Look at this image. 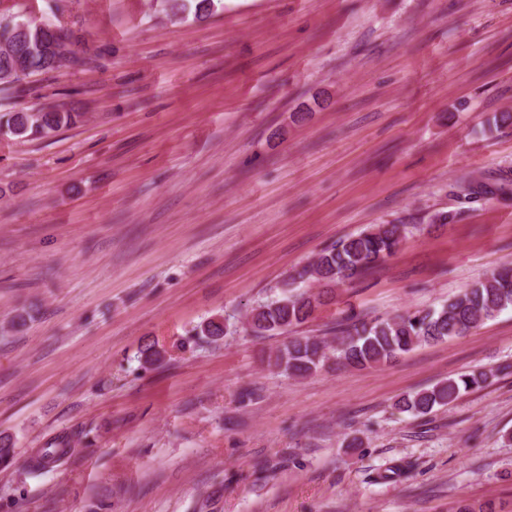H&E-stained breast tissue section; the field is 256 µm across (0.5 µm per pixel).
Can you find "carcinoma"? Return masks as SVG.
Instances as JSON below:
<instances>
[{"label":"carcinoma","mask_w":512,"mask_h":512,"mask_svg":"<svg viewBox=\"0 0 512 512\" xmlns=\"http://www.w3.org/2000/svg\"><path fill=\"white\" fill-rule=\"evenodd\" d=\"M216 8L215 0H166L167 15L183 20L207 17ZM27 19L20 15L0 19V84L16 61L29 75L56 72L43 52L36 49L38 26L28 23V33L17 38L16 30ZM82 113L50 107L21 108L0 115V138L29 140L52 135L75 125ZM406 232L404 224L373 225L356 236L324 248L316 258L285 282L270 300L252 309L249 326L256 336H274L307 321L328 303L335 288L358 278L372 276L385 259L400 248ZM313 282L318 291L302 289ZM512 308V265L504 264L478 280L439 309L413 312L366 321L351 316L332 339L321 336H293L268 359V365L290 377H306L332 364L366 368L392 361L422 343L439 342L467 334L502 311ZM224 319L217 316L204 322L196 335L217 342L225 335ZM168 351L154 343L140 348V360L148 367L165 362ZM509 369L474 370L442 379L429 388L407 394L397 402L403 412L423 416L437 407L455 402L462 395L484 387L491 378ZM71 451L67 437L55 439L27 460L28 469L43 473ZM17 457L12 438L0 435V465L7 467Z\"/></svg>","instance_id":"cac0c4a2"}]
</instances>
